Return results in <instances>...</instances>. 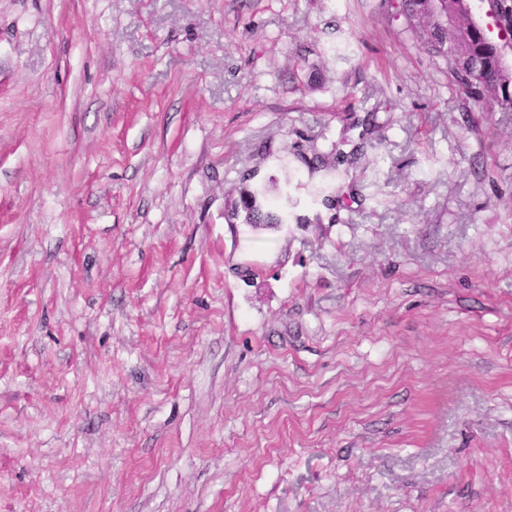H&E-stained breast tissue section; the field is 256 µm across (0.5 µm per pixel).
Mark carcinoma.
Instances as JSON below:
<instances>
[{
  "mask_svg": "<svg viewBox=\"0 0 512 512\" xmlns=\"http://www.w3.org/2000/svg\"><path fill=\"white\" fill-rule=\"evenodd\" d=\"M398 7L409 23L422 28L426 44L446 57L466 91L492 106L512 109V70L502 67L500 44L470 18L466 0H399ZM297 206L298 200L286 192L279 204L267 205L258 177L248 173L227 218L242 214L247 224H286L288 210Z\"/></svg>",
  "mask_w": 512,
  "mask_h": 512,
  "instance_id": "obj_1",
  "label": "carcinoma"
}]
</instances>
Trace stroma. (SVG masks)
Wrapping results in <instances>:
<instances>
[{"mask_svg":"<svg viewBox=\"0 0 512 512\" xmlns=\"http://www.w3.org/2000/svg\"><path fill=\"white\" fill-rule=\"evenodd\" d=\"M397 3L0 0V512H512V111ZM259 172L247 173L242 178V187L239 198L231 206L230 214H227L228 221L235 219L241 213L244 215V222L247 224H284L288 222V210L295 209L299 202L285 191L279 204L275 207L269 206L264 200V193L258 180Z\"/></svg>","mask_w":512,"mask_h":512,"instance_id":"1","label":"stroma"}]
</instances>
